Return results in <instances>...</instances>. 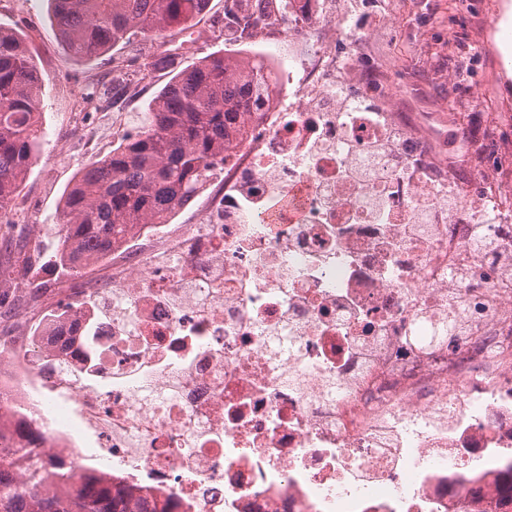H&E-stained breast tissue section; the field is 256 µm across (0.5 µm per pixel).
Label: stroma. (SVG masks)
Segmentation results:
<instances>
[{
    "instance_id": "1",
    "label": "stroma",
    "mask_w": 512,
    "mask_h": 512,
    "mask_svg": "<svg viewBox=\"0 0 512 512\" xmlns=\"http://www.w3.org/2000/svg\"><path fill=\"white\" fill-rule=\"evenodd\" d=\"M416 2L393 0L401 24L380 25L366 44L398 89L401 111L431 117L449 135L468 139L474 156L490 148L511 151L512 111L494 103L512 101V61L493 70L478 97L457 68L472 51V31L495 23L497 0H482L477 8L466 0H424L421 9ZM49 14L48 0H0V27L25 36L42 76L43 146L13 208L21 224H59L73 178L116 149L124 134L150 123L149 105L173 70L218 51L236 58L260 53L259 45L225 41L224 0H209L185 29L162 38L140 36L93 59L68 51ZM173 48V70L143 69L145 58Z\"/></svg>"
}]
</instances>
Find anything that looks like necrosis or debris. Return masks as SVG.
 Listing matches in <instances>:
<instances>
[{
  "label": "necrosis or debris",
  "mask_w": 512,
  "mask_h": 512,
  "mask_svg": "<svg viewBox=\"0 0 512 512\" xmlns=\"http://www.w3.org/2000/svg\"><path fill=\"white\" fill-rule=\"evenodd\" d=\"M271 96L190 224H142L32 293L0 353V430L170 512H497L512 464V250L498 179L405 125L334 0L271 4ZM465 322L448 308V281Z\"/></svg>",
  "instance_id": "4bbe7bcc"
}]
</instances>
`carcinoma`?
Listing matches in <instances>:
<instances>
[{"instance_id": "obj_1", "label": "carcinoma", "mask_w": 512, "mask_h": 512, "mask_svg": "<svg viewBox=\"0 0 512 512\" xmlns=\"http://www.w3.org/2000/svg\"><path fill=\"white\" fill-rule=\"evenodd\" d=\"M51 23L67 49L93 58L140 35L166 36L190 23L209 0H50ZM230 22L245 32L264 21L265 0H239ZM273 70L262 61L213 54L179 71L152 100L151 123L93 162L66 192L51 263L67 279L112 252L134 224H166L224 164L242 137L237 114L268 88ZM41 75L22 38L0 27V213L34 165L42 140ZM42 434L19 421L0 434V512H169L168 502L112 491L95 475L56 471L65 487L45 491L39 461ZM27 475L16 486V472Z\"/></svg>"}]
</instances>
